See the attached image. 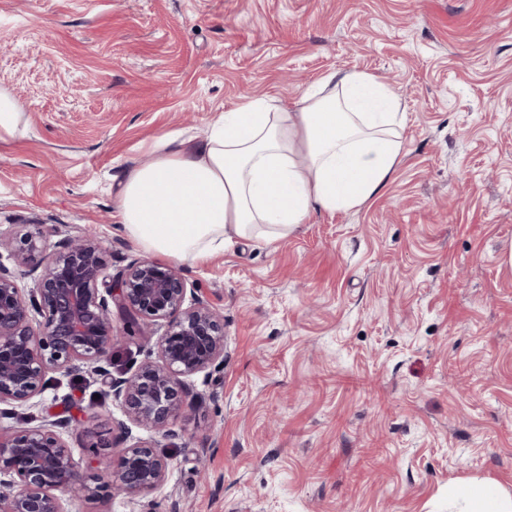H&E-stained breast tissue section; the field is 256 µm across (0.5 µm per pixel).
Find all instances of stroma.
<instances>
[{"label": "stroma", "mask_w": 512, "mask_h": 512, "mask_svg": "<svg viewBox=\"0 0 512 512\" xmlns=\"http://www.w3.org/2000/svg\"><path fill=\"white\" fill-rule=\"evenodd\" d=\"M391 84L404 157L360 208L273 245L179 262L224 319V368L196 375L164 437L81 369L33 415L84 466L143 443L168 476L135 498L60 492L65 512H448V490L512 493V0H0V228L91 229L108 273L142 250L112 214L155 137L201 134L270 96L295 109L331 70ZM136 369L158 336L123 338ZM23 109L17 99L0 89V143H8L18 137Z\"/></svg>", "instance_id": "1"}]
</instances>
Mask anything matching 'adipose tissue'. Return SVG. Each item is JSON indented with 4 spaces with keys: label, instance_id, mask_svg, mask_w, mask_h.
Returning <instances> with one entry per match:
<instances>
[{
    "label": "adipose tissue",
    "instance_id": "obj_1",
    "mask_svg": "<svg viewBox=\"0 0 512 512\" xmlns=\"http://www.w3.org/2000/svg\"><path fill=\"white\" fill-rule=\"evenodd\" d=\"M400 95L366 72H330L291 112L249 98L201 135H162L152 160L127 167L116 216L146 253L204 261L225 242L270 244L322 211L360 208L403 157ZM456 512H512L492 483L455 498Z\"/></svg>",
    "mask_w": 512,
    "mask_h": 512
}]
</instances>
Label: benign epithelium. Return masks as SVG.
Segmentation results:
<instances>
[{"instance_id":"7a95c632","label":"benign epithelium","mask_w":512,"mask_h":512,"mask_svg":"<svg viewBox=\"0 0 512 512\" xmlns=\"http://www.w3.org/2000/svg\"><path fill=\"white\" fill-rule=\"evenodd\" d=\"M103 242L93 233L68 238L50 251L43 233L18 238L0 231V404L25 406L45 392L51 374L85 365L104 381L132 421L167 435L192 388L187 378L224 366V322L210 302L190 288L172 265L140 258L115 275L107 272ZM26 269L37 288L25 293L5 264ZM145 335L162 331L158 360L132 372L110 370L112 308ZM42 321L33 323V315ZM90 464L114 496L129 498L159 486L169 458L148 445L98 453ZM14 491L0 494V512H64L55 492L76 485L86 496L101 487L83 483L80 463L59 435L45 426L0 429V475Z\"/></svg>"}]
</instances>
